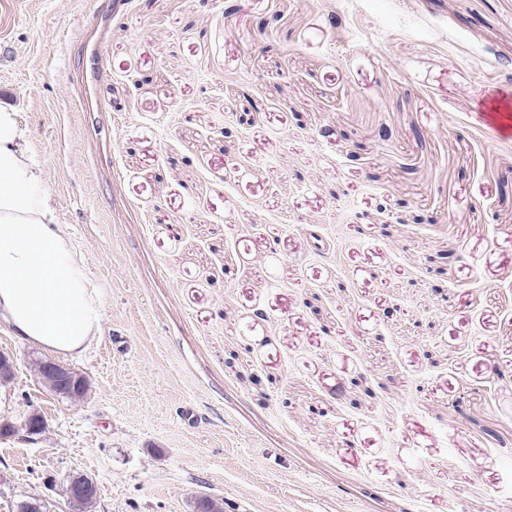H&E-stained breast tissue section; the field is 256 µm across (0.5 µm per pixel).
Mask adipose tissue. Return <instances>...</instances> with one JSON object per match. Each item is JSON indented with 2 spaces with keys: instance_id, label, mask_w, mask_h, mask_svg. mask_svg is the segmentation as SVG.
Wrapping results in <instances>:
<instances>
[{
  "instance_id": "1",
  "label": "adipose tissue",
  "mask_w": 512,
  "mask_h": 512,
  "mask_svg": "<svg viewBox=\"0 0 512 512\" xmlns=\"http://www.w3.org/2000/svg\"><path fill=\"white\" fill-rule=\"evenodd\" d=\"M24 280L30 289H21ZM0 321L33 345L67 354L88 349L102 321L16 114L1 105Z\"/></svg>"
}]
</instances>
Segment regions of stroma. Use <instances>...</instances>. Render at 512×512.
Wrapping results in <instances>:
<instances>
[{
  "label": "stroma",
  "mask_w": 512,
  "mask_h": 512,
  "mask_svg": "<svg viewBox=\"0 0 512 512\" xmlns=\"http://www.w3.org/2000/svg\"><path fill=\"white\" fill-rule=\"evenodd\" d=\"M0 99L103 312L0 512H512V0H0Z\"/></svg>",
  "instance_id": "1"
}]
</instances>
